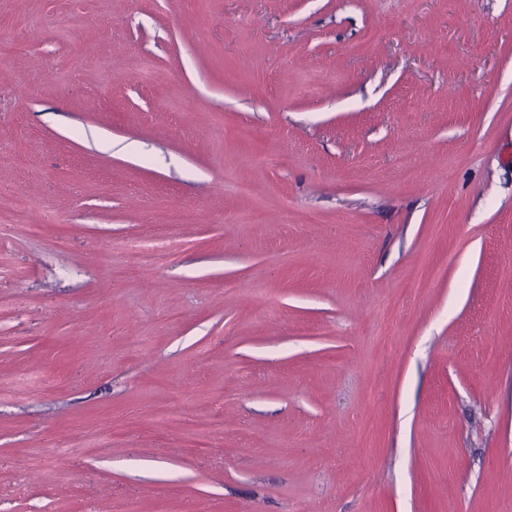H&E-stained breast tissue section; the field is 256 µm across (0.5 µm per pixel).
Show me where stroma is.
Wrapping results in <instances>:
<instances>
[{
    "label": "stroma",
    "instance_id": "1",
    "mask_svg": "<svg viewBox=\"0 0 512 512\" xmlns=\"http://www.w3.org/2000/svg\"><path fill=\"white\" fill-rule=\"evenodd\" d=\"M0 27V512H512V0Z\"/></svg>",
    "mask_w": 512,
    "mask_h": 512
}]
</instances>
